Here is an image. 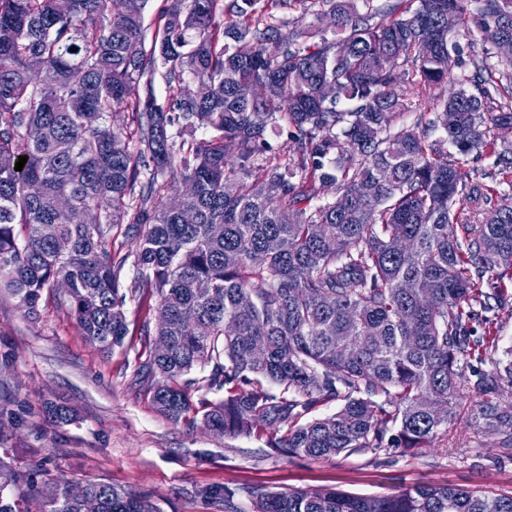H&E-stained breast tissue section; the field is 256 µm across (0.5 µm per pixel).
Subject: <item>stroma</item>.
<instances>
[{"label":"stroma","instance_id":"1","mask_svg":"<svg viewBox=\"0 0 512 512\" xmlns=\"http://www.w3.org/2000/svg\"><path fill=\"white\" fill-rule=\"evenodd\" d=\"M506 304L489 312L495 339L483 371L512 347V282ZM59 290L44 292L36 317L0 289V459L21 475L14 490L20 512H39L40 494L28 483L35 469L67 484L106 482L148 499L156 512H220L201 496L205 487L234 488L237 512H252L251 491L339 489L383 497L415 486H451L512 494V450L475 419L482 397L461 393L446 426L430 447L412 455L397 450L309 459L274 453L264 440L228 438L154 408L133 374L148 348L140 334L153 318V300L129 301L122 346L104 352L86 342L59 304ZM64 401L73 421L45 418V399Z\"/></svg>","mask_w":512,"mask_h":512}]
</instances>
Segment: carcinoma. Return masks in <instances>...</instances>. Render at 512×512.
Masks as SVG:
<instances>
[{"label":"carcinoma","mask_w":512,"mask_h":512,"mask_svg":"<svg viewBox=\"0 0 512 512\" xmlns=\"http://www.w3.org/2000/svg\"><path fill=\"white\" fill-rule=\"evenodd\" d=\"M148 2L69 0L63 15L54 0H0V286L31 317L64 280L61 305L103 350L123 344L127 301L156 296L142 333L168 350H150L134 382L173 422L193 410L208 430L313 459L429 446L469 383L457 363L482 356L473 324L497 299L483 278L512 276V205L478 222L457 207L512 185V145L494 134L512 126V73L490 63L512 38V0H399L381 19L354 0H166L149 44ZM296 3L331 17L333 38L275 15ZM450 14L481 49L448 31ZM32 56L44 62L36 80ZM464 66L430 117L401 122L414 95ZM125 111L134 148L113 127ZM473 153L495 157V185L469 184ZM117 224L144 226L120 258ZM198 368L209 375L191 378ZM505 381L512 349L474 380L480 420L511 450L512 403L495 400ZM330 400L336 413L306 420ZM18 478L0 461V512H17ZM86 487L102 512H153L112 484ZM199 494L234 512L235 490ZM43 496L42 512H81L64 484ZM252 498L254 512H512V496L451 487Z\"/></svg>","instance_id":"obj_1"}]
</instances>
